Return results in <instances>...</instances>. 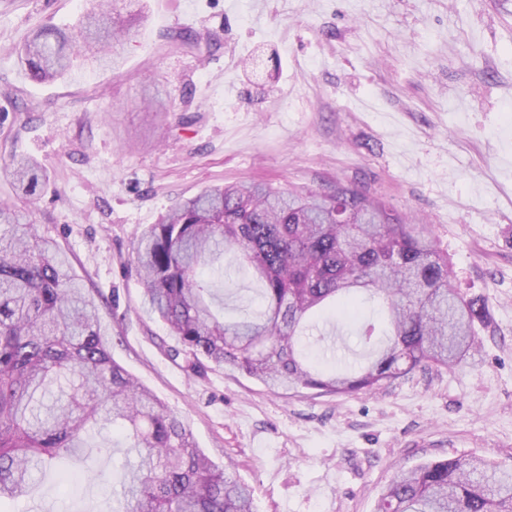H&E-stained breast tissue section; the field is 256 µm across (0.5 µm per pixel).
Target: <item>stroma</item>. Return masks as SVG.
I'll use <instances>...</instances> for the list:
<instances>
[{
    "label": "stroma",
    "mask_w": 512,
    "mask_h": 512,
    "mask_svg": "<svg viewBox=\"0 0 512 512\" xmlns=\"http://www.w3.org/2000/svg\"><path fill=\"white\" fill-rule=\"evenodd\" d=\"M86 8L0 0V202L103 300L113 359L232 463L255 512H376L391 480L425 462L512 467V0H118L133 36L115 67L30 79L16 47ZM14 156L47 172L38 200L13 185ZM253 181H340L426 224L461 292L486 302L478 355L346 396L189 370L143 309L134 247L183 200ZM223 283L226 318L257 309L258 284L231 252ZM359 311L378 319L372 301ZM359 322L323 320L311 351L357 361ZM59 477L48 468L13 512H117L111 482L71 492Z\"/></svg>",
    "instance_id": "35a3bbf8"
}]
</instances>
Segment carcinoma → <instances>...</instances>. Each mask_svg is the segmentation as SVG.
<instances>
[{
    "label": "carcinoma",
    "instance_id": "cac0c4a2",
    "mask_svg": "<svg viewBox=\"0 0 512 512\" xmlns=\"http://www.w3.org/2000/svg\"><path fill=\"white\" fill-rule=\"evenodd\" d=\"M128 35L89 12L81 25L45 29L16 52L33 80L70 75L106 58ZM10 176L37 195L43 169L14 159ZM0 510L29 496L37 475L76 456L107 426L138 457L118 478L120 512H255L250 490L198 448L183 418L112 359L99 305L53 240L0 205ZM261 284L257 310L224 320L202 269L224 254ZM144 304L196 370L229 366L273 391L375 392L419 368H456L477 349L486 303L454 287L448 255L425 225L340 182L325 191L266 183L216 186L142 232L133 257ZM383 306L387 331L364 323V364L313 366L300 347L311 318L351 311L362 294ZM377 512H512V470L482 458L428 462L400 473Z\"/></svg>",
    "mask_w": 512,
    "mask_h": 512
}]
</instances>
